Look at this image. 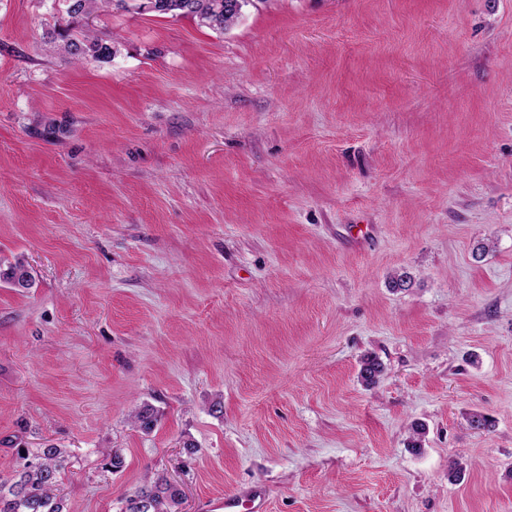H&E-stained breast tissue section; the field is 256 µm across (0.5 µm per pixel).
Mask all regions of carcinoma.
<instances>
[{
  "instance_id": "carcinoma-1",
  "label": "carcinoma",
  "mask_w": 512,
  "mask_h": 512,
  "mask_svg": "<svg viewBox=\"0 0 512 512\" xmlns=\"http://www.w3.org/2000/svg\"><path fill=\"white\" fill-rule=\"evenodd\" d=\"M137 14L190 16L205 26L224 31L234 25L241 14L224 9V0H69L64 5L67 25L84 26L83 18L104 8ZM62 50L71 60L81 62L89 57L105 60L112 57V44L83 31V38L66 33ZM0 282L14 288H30L33 276L28 267L17 261L0 267ZM384 373V365L373 356L362 359L359 378L366 386L375 384ZM19 469L8 479L0 478V512H65L59 485L67 466V457L54 445L30 450L17 449ZM180 490L163 475L137 488L125 497L120 512H178Z\"/></svg>"
}]
</instances>
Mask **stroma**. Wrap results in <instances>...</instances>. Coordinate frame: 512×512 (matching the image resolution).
Returning <instances> with one entry per match:
<instances>
[{
  "mask_svg": "<svg viewBox=\"0 0 512 512\" xmlns=\"http://www.w3.org/2000/svg\"><path fill=\"white\" fill-rule=\"evenodd\" d=\"M60 17L0 0V475L47 442L68 512L158 473L181 512H512V0L109 9L85 63ZM0 282L11 285L14 288H31L33 276L28 267L20 261L8 263L6 268L0 266ZM224 512H266L267 496L265 491H255L250 497H241L237 494L224 495Z\"/></svg>",
  "mask_w": 512,
  "mask_h": 512,
  "instance_id": "obj_1",
  "label": "stroma"
}]
</instances>
